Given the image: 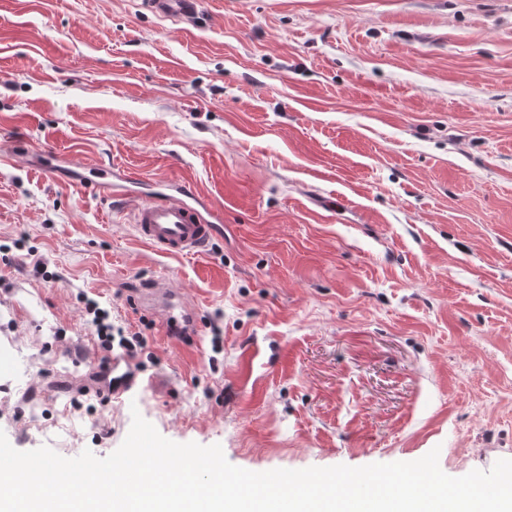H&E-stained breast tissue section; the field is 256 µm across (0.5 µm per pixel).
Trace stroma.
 <instances>
[{"label": "stroma", "instance_id": "1", "mask_svg": "<svg viewBox=\"0 0 512 512\" xmlns=\"http://www.w3.org/2000/svg\"><path fill=\"white\" fill-rule=\"evenodd\" d=\"M0 0V431L115 451L84 297L141 333L136 410L233 465L512 459V0ZM181 179L224 220L203 255L140 243L91 167ZM42 259L49 278L24 271ZM166 278L186 337L136 304ZM205 0H143L145 9L157 16L174 19L180 23L202 28L207 25L209 12Z\"/></svg>", "mask_w": 512, "mask_h": 512}]
</instances>
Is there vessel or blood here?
Segmentation results:
<instances>
[{
  "label": "vessel or blood",
  "instance_id": "1",
  "mask_svg": "<svg viewBox=\"0 0 512 512\" xmlns=\"http://www.w3.org/2000/svg\"><path fill=\"white\" fill-rule=\"evenodd\" d=\"M205 4L206 0H143L148 12L196 29L208 23L209 12ZM115 176L114 168L97 167L96 176L89 185L118 206L132 207L136 237L142 243L163 254L180 257L201 253L211 242L215 224L222 221L223 213L211 208L209 201L204 199L198 204H190L193 189L189 183L175 184L168 193L132 203L123 191L116 188ZM139 303L143 311L162 313L161 327L168 336L189 333L197 320L196 308L190 307L162 278L152 280L141 289ZM139 375L140 368L133 357L113 354V400L125 405L135 401Z\"/></svg>",
  "mask_w": 512,
  "mask_h": 512
}]
</instances>
